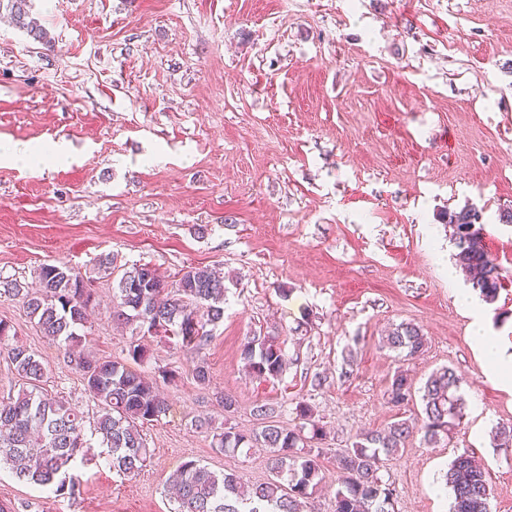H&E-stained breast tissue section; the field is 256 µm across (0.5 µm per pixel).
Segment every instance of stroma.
I'll return each mask as SVG.
<instances>
[{"mask_svg": "<svg viewBox=\"0 0 512 512\" xmlns=\"http://www.w3.org/2000/svg\"><path fill=\"white\" fill-rule=\"evenodd\" d=\"M33 12L49 42L0 9V147L63 142L71 157L0 163V288L31 287L45 264L81 268L98 302L84 347L176 379L160 382L168 411L144 428L151 457L139 475L118 474L99 448L74 497L4 469L0 504L170 512L168 478L187 460L263 481L264 450L219 452L212 431L256 428L262 405L294 426L303 399L327 432L332 483L357 434L419 414L420 400L389 404L395 370L418 388L448 366L464 379V416L448 444L416 435L386 461L395 512H449L433 487L462 453L485 468L490 512H512V446L491 433L512 421V389L483 373L453 294L465 276L440 271L456 252L444 214L480 211L502 275L487 328L512 342V224L499 221L512 208V0H33ZM106 254L171 282L188 266L224 275L208 386L174 339L142 336L148 359H129L130 330L108 319L112 281L96 275ZM0 319L47 367L48 390L93 416L80 374L21 298L0 291ZM403 322L427 338L405 362L383 343ZM260 334L290 359L279 378L242 368L241 346ZM322 371L330 384L312 389Z\"/></svg>", "mask_w": 512, "mask_h": 512, "instance_id": "stroma-1", "label": "stroma"}]
</instances>
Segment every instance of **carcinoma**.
<instances>
[{
    "label": "carcinoma",
    "instance_id": "1",
    "mask_svg": "<svg viewBox=\"0 0 512 512\" xmlns=\"http://www.w3.org/2000/svg\"><path fill=\"white\" fill-rule=\"evenodd\" d=\"M16 25L33 39L44 41L48 33L31 13V0H0ZM456 265L472 288L492 304L502 288L499 265L486 250L481 214L472 208L450 211ZM99 272L116 276L112 322L154 336L177 338L180 349L197 356L195 381L204 386L209 373L202 353L211 341L209 326L224 318V277L208 267L189 266L169 285L148 264L116 269L110 255L99 257ZM39 289L21 293L7 284L6 292L22 295L30 319L42 336L66 346V355L81 373L84 392L96 403L93 425L100 445L110 448L112 467L124 476L139 474L146 466L149 448L143 427L158 420L168 405L156 383L129 370L119 360L94 358L78 350L80 330L87 324L95 301L90 278L66 264L44 265L38 272ZM11 326L0 320V348L23 381L17 395L0 399V468L20 481L49 486L58 496H74L79 485V466L95 456L82 412L66 405L63 397L42 387L45 365L23 346L10 345ZM388 348L407 360L427 344L421 329L401 323L385 337ZM240 359L250 376L270 380L280 377L288 365L287 354L276 336H252L243 344ZM462 378L444 366L434 371L421 388L422 417L398 419L379 429H368L352 446L336 457V489L333 512H394V493L379 472L415 433L429 447L459 424L464 414ZM389 403L399 407L413 399L407 371L397 368L388 389ZM299 424L280 426L266 420L258 407L255 416L265 421L261 429L244 431L235 426L213 435L220 451L235 452L260 444L269 449V477L246 486L234 471L216 472L195 460L182 463L169 477L173 508L170 512H316L314 500L322 489L321 449L316 444L326 432L306 400L295 405ZM451 492L450 512H489L491 488L485 471L466 453L456 456L444 475Z\"/></svg>",
    "mask_w": 512,
    "mask_h": 512
}]
</instances>
